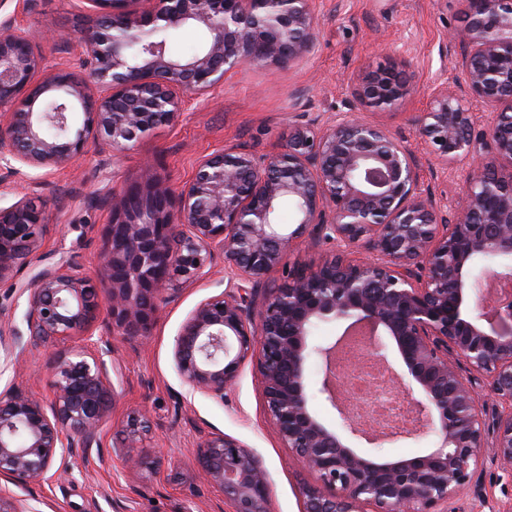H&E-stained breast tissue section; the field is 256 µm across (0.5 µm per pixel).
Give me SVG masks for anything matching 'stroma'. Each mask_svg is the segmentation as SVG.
<instances>
[{
	"mask_svg": "<svg viewBox=\"0 0 512 512\" xmlns=\"http://www.w3.org/2000/svg\"><path fill=\"white\" fill-rule=\"evenodd\" d=\"M317 37L299 58L282 64H243L223 84L198 96L177 122L156 129L116 154L99 169L95 146L64 169L45 172L27 166L0 182V205L22 195L35 197L45 212L36 254L81 265L101 284L98 255L102 230L112 220L107 189L123 191L152 163L173 186L187 182L206 155L242 148L261 157L287 145L295 126L318 131L345 109L355 84L390 66L411 85L394 109L364 111L413 154L420 187L438 208L453 205L468 163L440 162L419 132L418 117L432 94L459 77L467 0H312ZM12 19L37 45L47 67L77 66L82 47L78 29L93 26L87 0H0V20ZM331 244L303 238L290 252L286 269L274 270L268 287L281 286L287 273L316 267ZM23 266L0 280V344L15 356L0 361V393L19 387L38 399L52 395L49 366L58 352L106 351L116 397L90 454L64 456L48 480L26 487L6 485V495L25 512H231L220 488L200 479L197 449L206 438L226 435L250 448L267 472L272 512H303L306 487L318 485L301 469L271 424L261 376L254 361L241 366L223 398L185 385L173 359L174 340L191 312L221 295L238 277L222 255H215L196 281L168 291L145 344L109 335L96 323L92 336L45 344L28 336L27 301L20 287L34 274ZM145 414L150 431L147 453L159 461L151 470H130L114 450L115 433L129 415ZM373 457L394 460L428 453L433 437H398L377 442L354 440ZM486 462L469 489L451 501L449 512H507L512 507V471Z\"/></svg>",
	"mask_w": 512,
	"mask_h": 512,
	"instance_id": "1",
	"label": "stroma"
}]
</instances>
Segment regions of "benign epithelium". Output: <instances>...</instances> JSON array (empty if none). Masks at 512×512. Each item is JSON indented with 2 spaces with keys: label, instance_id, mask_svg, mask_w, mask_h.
<instances>
[{
  "label": "benign epithelium",
  "instance_id": "benign-epithelium-1",
  "mask_svg": "<svg viewBox=\"0 0 512 512\" xmlns=\"http://www.w3.org/2000/svg\"><path fill=\"white\" fill-rule=\"evenodd\" d=\"M95 27L80 32L81 77L48 69L37 47L11 22L0 24V154L34 169L64 168L88 140L110 159L132 142L173 124L188 102L251 62H289L316 38L311 0H88ZM461 77L437 90L420 134L443 163L469 158L471 170L452 217L423 197L416 161L379 125L357 115L391 110L408 85L389 71L365 77L349 112L322 133L299 127L288 146L262 158L222 150L200 161L178 190L148 166L141 180L112 193V222L103 231L105 294L69 260L40 266L22 286L28 334L44 343L89 330L106 307L110 334L130 342L150 334L163 294L193 281L216 250L244 284L200 303L176 336L174 361L185 384L224 398L241 365L256 361L269 419L299 465L316 474L304 512H447L483 465L482 449L512 468V300L490 311L479 302L482 280L512 277V0H469ZM193 25L207 40L189 59L133 42L156 30ZM491 108L483 136L463 95ZM81 109L83 122L74 121ZM51 124L56 136L44 134ZM489 154L495 163H483ZM290 202L296 227L281 228L277 210ZM44 221L29 196L0 206V280L28 265ZM336 253L312 270L292 271L278 288L266 278L285 264L304 235ZM365 246L366 261L346 249ZM264 290L262 308L251 310ZM367 324L363 356L385 358L394 347L422 399L406 438L433 434L431 452L382 461L349 440L365 424L339 404L330 379L337 346L311 344L319 321ZM321 359L320 391L336 406L348 435L327 428L309 407L306 364ZM464 360L488 381L501 405L486 427L484 404L458 370ZM52 397L21 389L0 394V480L44 481L57 457L88 454L113 403L115 387L103 355L59 356L50 367ZM146 422L128 417L118 453L132 469L146 465ZM205 480L224 492L232 512H270L266 471L237 440L207 439L198 448Z\"/></svg>",
  "mask_w": 512,
  "mask_h": 512
}]
</instances>
